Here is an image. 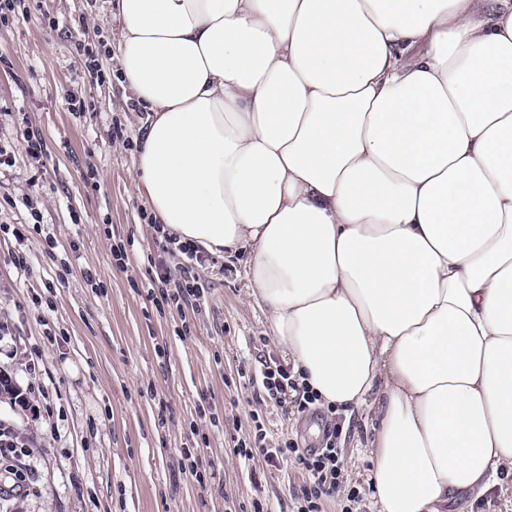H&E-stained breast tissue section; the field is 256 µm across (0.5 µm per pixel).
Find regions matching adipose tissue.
Wrapping results in <instances>:
<instances>
[{"label":"adipose tissue","instance_id":"adipose-tissue-1","mask_svg":"<svg viewBox=\"0 0 512 512\" xmlns=\"http://www.w3.org/2000/svg\"><path fill=\"white\" fill-rule=\"evenodd\" d=\"M155 221L249 252L322 407L373 411L378 512L512 474V0H119Z\"/></svg>","mask_w":512,"mask_h":512}]
</instances>
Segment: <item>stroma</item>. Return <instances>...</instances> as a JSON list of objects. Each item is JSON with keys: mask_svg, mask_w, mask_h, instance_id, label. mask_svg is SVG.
Returning <instances> with one entry per match:
<instances>
[{"mask_svg": "<svg viewBox=\"0 0 512 512\" xmlns=\"http://www.w3.org/2000/svg\"><path fill=\"white\" fill-rule=\"evenodd\" d=\"M25 4L27 14L0 25V375L25 400L0 398V427L21 447L0 456V512H227L229 501L257 497L268 512H296L304 470L247 465L234 452L257 416L270 444L302 448L320 447L340 424L343 483L360 490L358 512H374L364 410L301 413L239 385L242 364L285 361L247 302V253L202 252L200 308L148 300L155 261L177 277L184 259L159 252L134 183L147 115L119 80L118 54L100 55L102 79L84 73L81 48L120 42L104 0ZM73 97L83 112L71 110ZM30 128L45 144L38 162ZM118 241L128 253L121 267ZM190 446L214 469L211 484L185 472ZM11 469L25 473L24 489L11 490ZM445 512H512V477L493 494L449 500Z\"/></svg>", "mask_w": 512, "mask_h": 512, "instance_id": "35a3bbf8", "label": "stroma"}]
</instances>
